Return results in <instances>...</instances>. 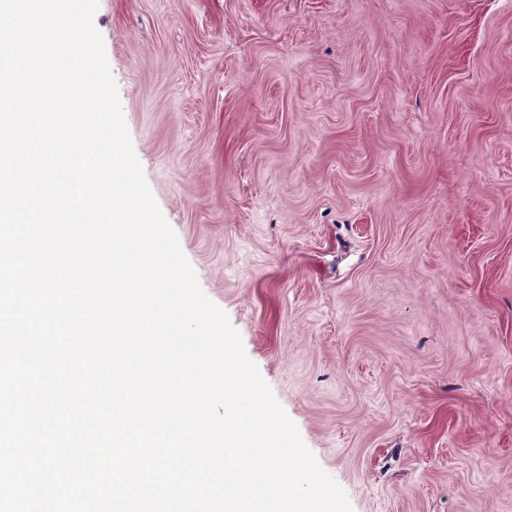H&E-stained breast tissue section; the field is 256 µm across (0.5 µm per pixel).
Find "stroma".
<instances>
[{"label": "stroma", "instance_id": "35a3bbf8", "mask_svg": "<svg viewBox=\"0 0 512 512\" xmlns=\"http://www.w3.org/2000/svg\"><path fill=\"white\" fill-rule=\"evenodd\" d=\"M135 154L353 512H512V0H99Z\"/></svg>", "mask_w": 512, "mask_h": 512}]
</instances>
